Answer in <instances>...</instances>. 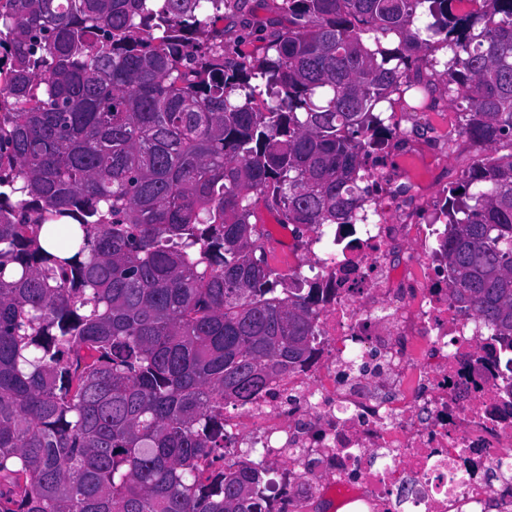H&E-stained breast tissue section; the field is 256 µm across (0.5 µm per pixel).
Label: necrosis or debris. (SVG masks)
I'll use <instances>...</instances> for the list:
<instances>
[{
	"mask_svg": "<svg viewBox=\"0 0 512 512\" xmlns=\"http://www.w3.org/2000/svg\"><path fill=\"white\" fill-rule=\"evenodd\" d=\"M367 220L332 228L311 261L288 251L291 287L327 292L317 355L225 416L228 460L277 478L278 500L339 499L376 512H512V372L477 315L455 304L430 223L391 224L394 181L374 167ZM380 350L366 375L349 355Z\"/></svg>",
	"mask_w": 512,
	"mask_h": 512,
	"instance_id": "4bbe7bcc",
	"label": "necrosis or debris"
}]
</instances>
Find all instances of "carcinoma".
Segmentation results:
<instances>
[{
  "label": "carcinoma",
  "mask_w": 512,
  "mask_h": 512,
  "mask_svg": "<svg viewBox=\"0 0 512 512\" xmlns=\"http://www.w3.org/2000/svg\"><path fill=\"white\" fill-rule=\"evenodd\" d=\"M245 0H0V512H274L224 465V408L308 364L321 288H282L255 200L322 233L418 106L428 64L482 152L512 146V0H281L224 61ZM448 290L512 350V153L433 223ZM223 16L224 57L238 65L248 66L263 37L288 29V15L276 9L275 0H247L242 10L224 9Z\"/></svg>",
  "instance_id": "obj_1"
}]
</instances>
